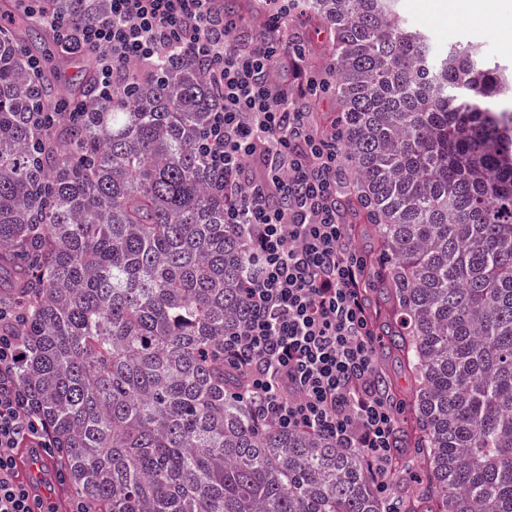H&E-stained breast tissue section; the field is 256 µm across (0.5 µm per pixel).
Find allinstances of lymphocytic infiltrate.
<instances>
[{"label":"lymphocytic infiltrate","mask_w":512,"mask_h":512,"mask_svg":"<svg viewBox=\"0 0 512 512\" xmlns=\"http://www.w3.org/2000/svg\"><path fill=\"white\" fill-rule=\"evenodd\" d=\"M243 22L222 0H109L106 16L77 25L57 15L51 29L67 49L96 56L98 101L111 100L117 68L175 57L197 62L221 90L197 149L227 228L254 261L243 285L248 317L225 336L224 361L255 424L359 451L384 492L398 416L380 385L369 264L337 204L342 134L317 128L307 110L315 86L283 79L287 35L235 41ZM19 343L0 321V512H41L17 455L51 453L52 440L15 378Z\"/></svg>","instance_id":"f902f5d3"}]
</instances>
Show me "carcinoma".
I'll return each mask as SVG.
<instances>
[{
    "label": "carcinoma",
    "instance_id": "1",
    "mask_svg": "<svg viewBox=\"0 0 512 512\" xmlns=\"http://www.w3.org/2000/svg\"><path fill=\"white\" fill-rule=\"evenodd\" d=\"M395 0H309L331 68L356 200L391 263L392 336L414 392L425 502L512 512V75L481 48L438 50ZM107 0H50L84 24ZM0 33V306L18 318L16 377L91 512H383L362 456L259 428L224 366L250 260L196 150L220 103L199 65L123 70L112 100L40 136L19 49ZM95 65L75 88L94 96Z\"/></svg>",
    "mask_w": 512,
    "mask_h": 512
}]
</instances>
